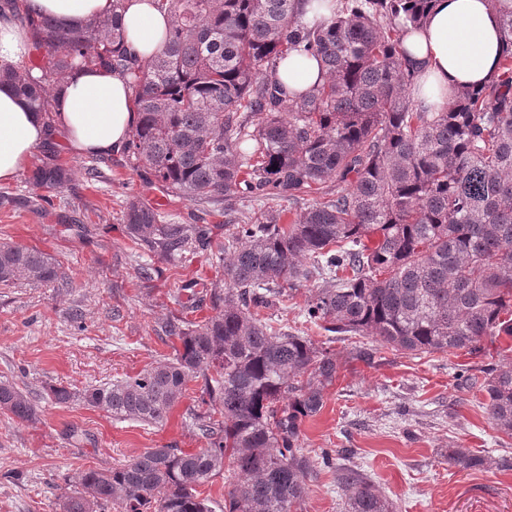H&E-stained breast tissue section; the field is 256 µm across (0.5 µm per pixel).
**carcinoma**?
I'll list each match as a JSON object with an SVG mask.
<instances>
[{"mask_svg":"<svg viewBox=\"0 0 512 512\" xmlns=\"http://www.w3.org/2000/svg\"><path fill=\"white\" fill-rule=\"evenodd\" d=\"M0 0L42 57L0 66L45 119L70 71L106 68L127 77L138 118L122 149L142 183L203 208L224 206V224H163L161 204L125 200L128 247L153 254L143 278L175 257L224 241L206 282L174 280L182 309L164 320L167 351L134 376L73 391L50 390L118 421L161 425L191 397L188 427L207 447L153 448L110 468L78 473L60 512H212L203 487L228 469L224 512H298L315 463L300 446L303 422L336 381V355L268 311L308 290L305 322L382 349L446 357L512 338V11L490 84L462 88L428 112L410 95L414 74L400 50L433 0H339L325 23L302 21L300 0H155L170 17L162 49L145 62L128 44L124 0L81 27L64 26ZM313 56L325 78L285 99L273 72L288 52ZM31 174L60 192L76 177L55 139ZM296 205L284 223L281 202ZM59 262L0 242V284H49ZM217 311L203 313L204 303ZM482 392L495 427L512 437V359L487 368ZM0 411L23 422L36 406L0 381ZM460 470L484 465L448 449ZM347 512H393L361 471L341 473Z\"/></svg>","mask_w":512,"mask_h":512,"instance_id":"obj_1","label":"carcinoma"}]
</instances>
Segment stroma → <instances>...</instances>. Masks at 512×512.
Wrapping results in <instances>:
<instances>
[{
    "label": "stroma",
    "instance_id": "obj_1",
    "mask_svg": "<svg viewBox=\"0 0 512 512\" xmlns=\"http://www.w3.org/2000/svg\"><path fill=\"white\" fill-rule=\"evenodd\" d=\"M75 169L93 164L95 178L43 202L25 164L0 183V240L32 246L57 259L65 277L43 286L0 285V380L15 383L36 405L37 423L0 412V512H59L66 481L88 467L107 468L152 448H201L184 407L161 426L117 421L80 404H55L49 389L81 390L133 375L165 352L158 324L178 312L171 282H144L124 245L123 207L138 174L111 159L90 160L59 143ZM86 225L88 236L69 232ZM303 297L274 309L288 330H302L332 351L339 364L320 413L305 421L300 444L309 456L350 448L307 481L302 512H345L338 469L371 477L395 512H512V438L497 431L482 406L480 384L508 344L499 338L484 355L445 358L384 351L376 364L352 359L369 336H340L305 323ZM452 448L468 449L484 466L458 471Z\"/></svg>",
    "mask_w": 512,
    "mask_h": 512
}]
</instances>
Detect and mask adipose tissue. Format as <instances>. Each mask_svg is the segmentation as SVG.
<instances>
[{
  "label": "adipose tissue",
  "mask_w": 512,
  "mask_h": 512,
  "mask_svg": "<svg viewBox=\"0 0 512 512\" xmlns=\"http://www.w3.org/2000/svg\"><path fill=\"white\" fill-rule=\"evenodd\" d=\"M37 11L68 24L112 11V0H31ZM512 0H436L421 29L407 31L401 48L418 72L411 94L429 112L448 105L461 86L490 82L502 54L501 19ZM124 23L141 58L165 42L170 20L154 0H127ZM317 62L302 51L280 61L276 78L286 94L306 92L321 82ZM53 124L73 153L107 156L122 149L136 121L131 91L122 77L104 69H77L55 89ZM45 126L27 103L9 88L0 89V182L16 178Z\"/></svg>",
  "instance_id": "ef3b65f1"
}]
</instances>
